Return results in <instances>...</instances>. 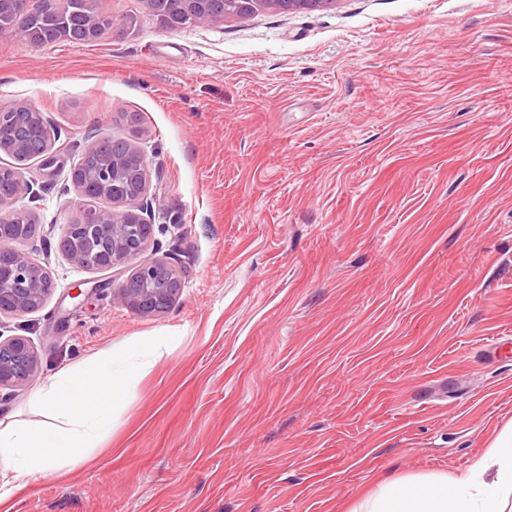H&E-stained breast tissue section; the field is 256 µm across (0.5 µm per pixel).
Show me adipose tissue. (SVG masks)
<instances>
[{
    "label": "adipose tissue",
    "mask_w": 512,
    "mask_h": 512,
    "mask_svg": "<svg viewBox=\"0 0 512 512\" xmlns=\"http://www.w3.org/2000/svg\"><path fill=\"white\" fill-rule=\"evenodd\" d=\"M169 343L152 336L52 375L30 399L33 421L0 424V484L51 478L84 461L117 401ZM353 512H512V423L465 472L383 481Z\"/></svg>",
    "instance_id": "ef3b65f1"
}]
</instances>
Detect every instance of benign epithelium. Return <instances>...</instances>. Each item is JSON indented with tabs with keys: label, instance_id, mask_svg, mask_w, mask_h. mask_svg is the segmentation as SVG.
I'll return each mask as SVG.
<instances>
[{
	"label": "benign epithelium",
	"instance_id": "7a95c632",
	"mask_svg": "<svg viewBox=\"0 0 512 512\" xmlns=\"http://www.w3.org/2000/svg\"><path fill=\"white\" fill-rule=\"evenodd\" d=\"M334 0H174L172 10L161 7L165 0H145L148 9H156L163 26L171 25L180 15H194L199 23L215 25L230 15L247 17L259 5L288 11L310 10ZM42 25L32 24L14 29L10 34L22 41L34 43L42 38ZM43 122L42 113L27 106L25 112H10L0 107V123L16 124L21 120ZM133 166L139 169L143 180H148L147 163L136 149L127 153H104L100 157L97 180L99 183L116 177V173ZM9 198L0 201V314L21 316L40 307L52 293L54 282L46 269L34 262L22 249L27 241L22 236L24 225L9 224L8 208L17 199L33 192L23 168L16 167L10 177ZM153 236V224L142 214L129 210H99L87 213L85 220L66 227L68 246L62 250L75 264L98 268L130 263L129 277L112 287V301L131 312L152 316L166 311L182 290L179 270L164 258L144 259ZM37 367V356L24 336L0 339V390L22 385Z\"/></svg>",
	"mask_w": 512,
	"mask_h": 512
}]
</instances>
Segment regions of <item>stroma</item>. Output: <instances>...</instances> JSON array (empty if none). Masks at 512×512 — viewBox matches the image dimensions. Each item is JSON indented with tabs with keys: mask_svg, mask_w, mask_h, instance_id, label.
<instances>
[{
	"mask_svg": "<svg viewBox=\"0 0 512 512\" xmlns=\"http://www.w3.org/2000/svg\"><path fill=\"white\" fill-rule=\"evenodd\" d=\"M91 44L0 34V107L34 105L23 245L55 288L0 316L31 419L57 371L152 335L176 343L82 465L0 512H350L379 481L455 475L512 422V0H334L165 28L103 0ZM144 154L154 247L182 292L143 317L59 243L103 201L70 173L103 137ZM36 367L37 356L26 337L0 336V390L22 385Z\"/></svg>",
	"mask_w": 512,
	"mask_h": 512,
	"instance_id": "obj_1",
	"label": "stroma"
}]
</instances>
